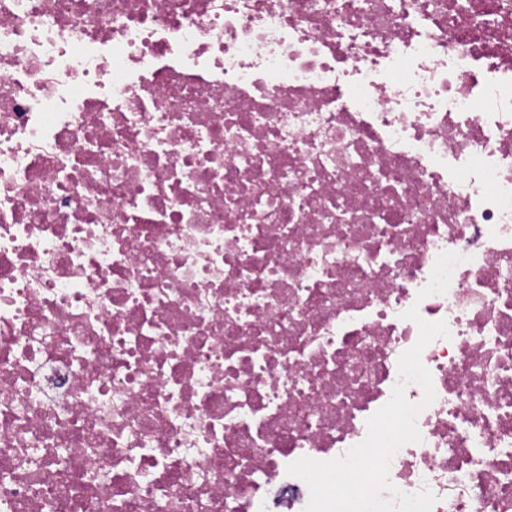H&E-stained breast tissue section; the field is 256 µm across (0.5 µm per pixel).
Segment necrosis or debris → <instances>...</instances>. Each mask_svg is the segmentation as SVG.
Listing matches in <instances>:
<instances>
[{"mask_svg": "<svg viewBox=\"0 0 512 512\" xmlns=\"http://www.w3.org/2000/svg\"><path fill=\"white\" fill-rule=\"evenodd\" d=\"M413 306L389 480L512 512V0H0V512H304Z\"/></svg>", "mask_w": 512, "mask_h": 512, "instance_id": "obj_1", "label": "necrosis or debris"}]
</instances>
